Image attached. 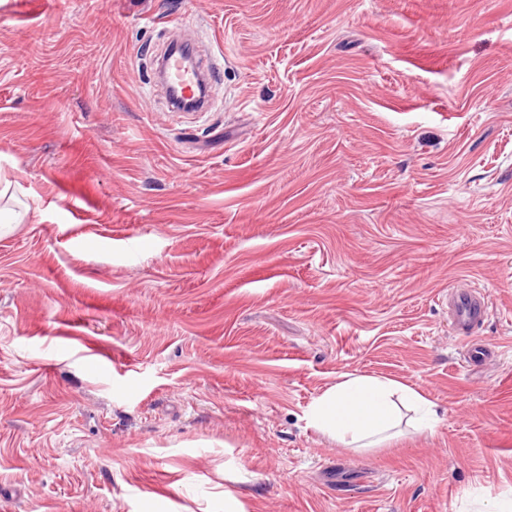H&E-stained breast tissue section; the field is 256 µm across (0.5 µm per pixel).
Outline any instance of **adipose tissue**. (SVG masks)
Here are the masks:
<instances>
[{"label": "adipose tissue", "mask_w": 512, "mask_h": 512, "mask_svg": "<svg viewBox=\"0 0 512 512\" xmlns=\"http://www.w3.org/2000/svg\"><path fill=\"white\" fill-rule=\"evenodd\" d=\"M416 414L415 431H433L439 421L434 402L390 378L350 376L327 389L312 407L311 426L352 448H382L399 441L401 408Z\"/></svg>", "instance_id": "ef3b65f1"}]
</instances>
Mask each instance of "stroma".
<instances>
[{
	"label": "stroma",
	"mask_w": 512,
	"mask_h": 512,
	"mask_svg": "<svg viewBox=\"0 0 512 512\" xmlns=\"http://www.w3.org/2000/svg\"><path fill=\"white\" fill-rule=\"evenodd\" d=\"M176 16L212 111L154 74ZM0 179L12 512L512 500V0H0ZM348 375L439 423L338 444L308 413ZM449 294L448 306L455 334L471 336L488 315V300L485 295L468 284H458Z\"/></svg>",
	"instance_id": "stroma-1"
}]
</instances>
